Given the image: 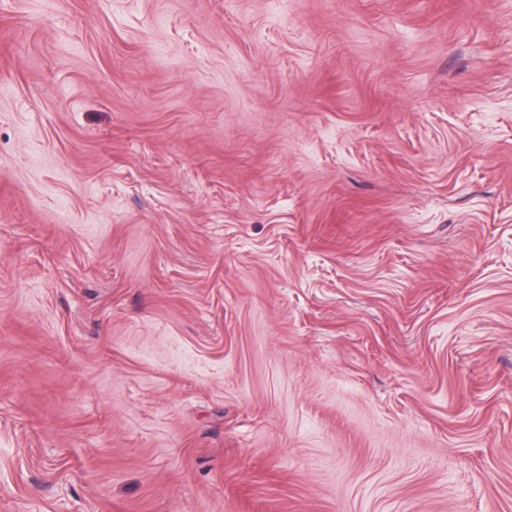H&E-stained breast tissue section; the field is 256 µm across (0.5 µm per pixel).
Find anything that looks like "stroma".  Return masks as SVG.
Masks as SVG:
<instances>
[{"label": "stroma", "instance_id": "1", "mask_svg": "<svg viewBox=\"0 0 512 512\" xmlns=\"http://www.w3.org/2000/svg\"><path fill=\"white\" fill-rule=\"evenodd\" d=\"M0 512H512V0H0Z\"/></svg>", "mask_w": 512, "mask_h": 512}]
</instances>
